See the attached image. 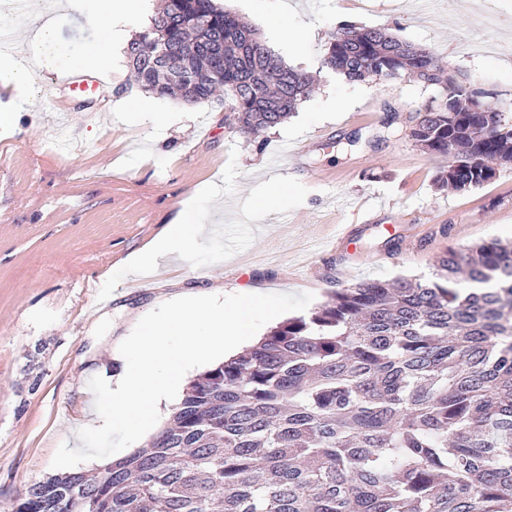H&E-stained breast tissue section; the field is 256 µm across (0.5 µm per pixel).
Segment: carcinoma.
<instances>
[{
	"label": "carcinoma",
	"instance_id": "1",
	"mask_svg": "<svg viewBox=\"0 0 512 512\" xmlns=\"http://www.w3.org/2000/svg\"><path fill=\"white\" fill-rule=\"evenodd\" d=\"M126 54L160 97L223 89L247 133L287 121L312 87L213 0H165ZM319 69L438 88L409 135L431 158L466 161L435 170L439 189L481 188L512 164V124L464 111L465 82L425 49L346 23ZM435 267L279 322L192 380L147 447L93 478L36 483L11 512H512V243L450 249Z\"/></svg>",
	"mask_w": 512,
	"mask_h": 512
}]
</instances>
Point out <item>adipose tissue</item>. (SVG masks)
<instances>
[{
  "label": "adipose tissue",
  "instance_id": "1",
  "mask_svg": "<svg viewBox=\"0 0 512 512\" xmlns=\"http://www.w3.org/2000/svg\"><path fill=\"white\" fill-rule=\"evenodd\" d=\"M126 0H95V7L89 17L105 34L108 44L96 53L74 57L56 47L53 24L34 21L33 36H19L14 54L0 53V81L12 84L19 92H27L32 79L42 72H79L85 69H105L111 61V40L117 38L114 29L116 17L124 12ZM188 212H180L165 232L152 245L134 258L136 267L155 268L175 254L188 249L198 230L197 225L188 221Z\"/></svg>",
  "mask_w": 512,
  "mask_h": 512
}]
</instances>
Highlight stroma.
Wrapping results in <instances>:
<instances>
[{
    "instance_id": "35a3bbf8",
    "label": "stroma",
    "mask_w": 512,
    "mask_h": 512,
    "mask_svg": "<svg viewBox=\"0 0 512 512\" xmlns=\"http://www.w3.org/2000/svg\"><path fill=\"white\" fill-rule=\"evenodd\" d=\"M257 30L286 64L317 73L284 124L259 135L225 122L224 99L145 94L127 61L103 92L66 99L40 75L28 100L0 84V506L55 475L94 396L116 375L118 347L161 303L214 290L310 292L400 275L432 277L437 256L512 238V168L468 193L432 184L437 165L408 135L436 88L404 78L349 83L319 72L340 24L386 29L460 72L512 122V0H214ZM299 37L275 32L279 16ZM57 43L80 55L101 42L85 18H59ZM147 98L150 108H133ZM196 196L194 247L139 287L130 255ZM352 228L350 239L340 225Z\"/></svg>"
}]
</instances>
